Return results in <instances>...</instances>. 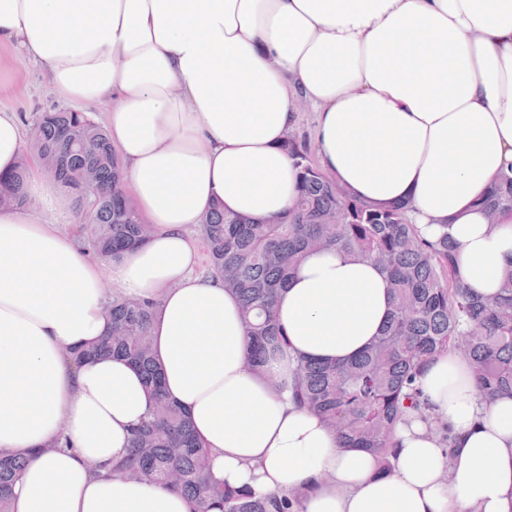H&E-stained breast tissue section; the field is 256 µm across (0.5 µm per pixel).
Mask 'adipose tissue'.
Here are the masks:
<instances>
[{
	"label": "adipose tissue",
	"instance_id": "1",
	"mask_svg": "<svg viewBox=\"0 0 512 512\" xmlns=\"http://www.w3.org/2000/svg\"><path fill=\"white\" fill-rule=\"evenodd\" d=\"M1 43L61 98L114 101L110 141L153 227L101 265L45 219L71 200L36 166L31 207L0 210V456H28L11 512H194L116 470L152 408L141 370L68 354L110 333L106 277L116 295L158 301L166 393L225 487L294 491L301 512H512V397L481 401L456 353L421 378L451 452L409 415L385 471L293 402L299 360L345 361L380 333L391 294L374 264L309 254L277 298L288 345L259 374L238 296L196 274L188 234L216 203L259 220L291 207L284 141L303 99L319 167L356 198L406 203L422 237L456 242L460 282L495 296L512 214L489 228L481 201L512 172V0H0ZM29 136L0 109V172Z\"/></svg>",
	"mask_w": 512,
	"mask_h": 512
}]
</instances>
